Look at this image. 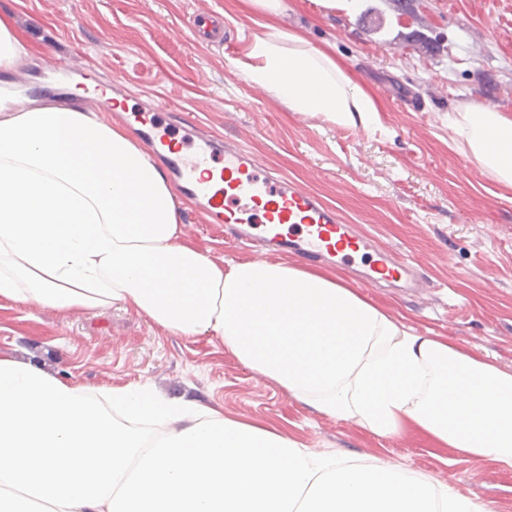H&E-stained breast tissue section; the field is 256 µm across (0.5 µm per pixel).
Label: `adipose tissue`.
Segmentation results:
<instances>
[{"label":"adipose tissue","mask_w":512,"mask_h":512,"mask_svg":"<svg viewBox=\"0 0 512 512\" xmlns=\"http://www.w3.org/2000/svg\"><path fill=\"white\" fill-rule=\"evenodd\" d=\"M247 81L294 112L379 125L325 49L255 35ZM459 150L512 188V115L448 114ZM0 298L120 303L168 332L212 335L316 411L375 436L412 429L512 470V373L415 333L321 270L220 265L185 244L175 196L124 126L73 105L0 99ZM0 512H493L407 469L314 451L149 385L92 389L0 349Z\"/></svg>","instance_id":"adipose-tissue-1"}]
</instances>
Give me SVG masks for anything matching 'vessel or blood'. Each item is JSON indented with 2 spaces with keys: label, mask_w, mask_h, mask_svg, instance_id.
Here are the masks:
<instances>
[{
  "label": "vessel or blood",
  "mask_w": 512,
  "mask_h": 512,
  "mask_svg": "<svg viewBox=\"0 0 512 512\" xmlns=\"http://www.w3.org/2000/svg\"><path fill=\"white\" fill-rule=\"evenodd\" d=\"M194 41L224 42V26L207 0H198L189 19ZM45 71L86 73L90 66L83 56L45 54ZM127 121L139 138L159 152V162L181 195L192 202L211 224H231L241 242L259 249L283 251L314 261L358 254L373 260L361 274L364 284L394 283L408 293H417L424 282L412 265L397 260L393 253L376 245L356 225L345 223L334 208L306 185L293 179L269 177L265 161L235 142L197 130L193 115L182 114L191 135L175 138L160 108L129 109ZM208 176H200L202 166Z\"/></svg>",
  "instance_id": "1"
}]
</instances>
